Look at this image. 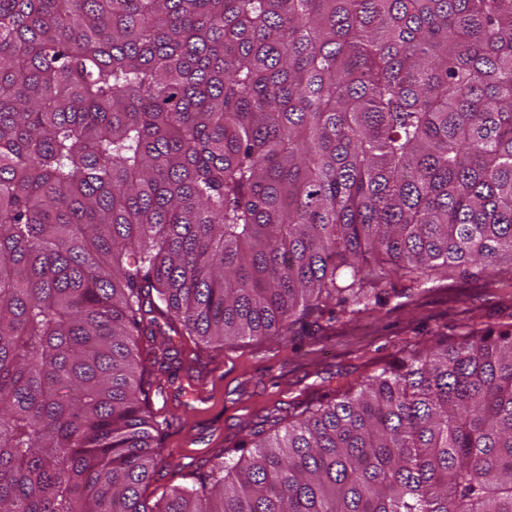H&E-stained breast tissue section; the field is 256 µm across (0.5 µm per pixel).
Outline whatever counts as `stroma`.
<instances>
[{
	"mask_svg": "<svg viewBox=\"0 0 512 512\" xmlns=\"http://www.w3.org/2000/svg\"><path fill=\"white\" fill-rule=\"evenodd\" d=\"M380 318L308 319L287 344L249 338L204 351L200 363L148 365L155 409L168 420L161 451L173 463L198 465L218 449L288 413L295 397L320 395L370 375L437 336L512 331V288L480 270L448 269L419 293L391 276L380 294Z\"/></svg>",
	"mask_w": 512,
	"mask_h": 512,
	"instance_id": "35a3bbf8",
	"label": "stroma"
}]
</instances>
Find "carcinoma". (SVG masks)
Instances as JSON below:
<instances>
[{
  "instance_id": "cac0c4a2",
  "label": "carcinoma",
  "mask_w": 512,
  "mask_h": 512,
  "mask_svg": "<svg viewBox=\"0 0 512 512\" xmlns=\"http://www.w3.org/2000/svg\"><path fill=\"white\" fill-rule=\"evenodd\" d=\"M380 256L512 261V0H0V512H512V333L146 496L138 337L286 346Z\"/></svg>"
}]
</instances>
